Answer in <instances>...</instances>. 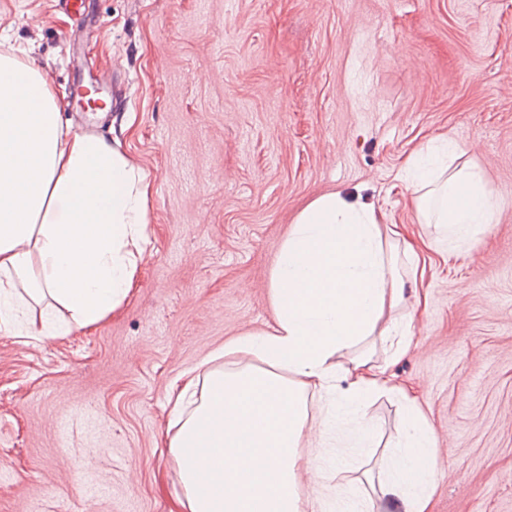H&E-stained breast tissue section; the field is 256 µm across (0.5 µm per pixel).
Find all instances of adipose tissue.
Wrapping results in <instances>:
<instances>
[{"label":"adipose tissue","instance_id":"1","mask_svg":"<svg viewBox=\"0 0 512 512\" xmlns=\"http://www.w3.org/2000/svg\"><path fill=\"white\" fill-rule=\"evenodd\" d=\"M449 139L418 153L405 183L421 223L452 252L496 223L486 180ZM149 185L103 138L72 130L40 71L0 54V332L50 338L92 326L130 293L148 243ZM425 261L402 227L374 206L331 192L296 217L270 275L272 330L224 346L229 361L185 375L174 407L193 405L169 442L183 495L177 512H429L439 475L437 435L420 402L395 381L405 355L408 295ZM322 402L310 408L309 393ZM398 398L403 414L387 461L367 403ZM364 460L363 484L334 473Z\"/></svg>","mask_w":512,"mask_h":512}]
</instances>
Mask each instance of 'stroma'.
Listing matches in <instances>:
<instances>
[{
    "mask_svg": "<svg viewBox=\"0 0 512 512\" xmlns=\"http://www.w3.org/2000/svg\"><path fill=\"white\" fill-rule=\"evenodd\" d=\"M0 0V52L37 67L75 130L83 68H109L103 137L150 184V244L89 329L0 333V512H170L183 493L169 394L246 332L313 199L361 197L429 243L414 386L443 462L431 512H512V0ZM464 143L499 202L449 253L399 174Z\"/></svg>",
    "mask_w": 512,
    "mask_h": 512,
    "instance_id": "obj_1",
    "label": "stroma"
}]
</instances>
